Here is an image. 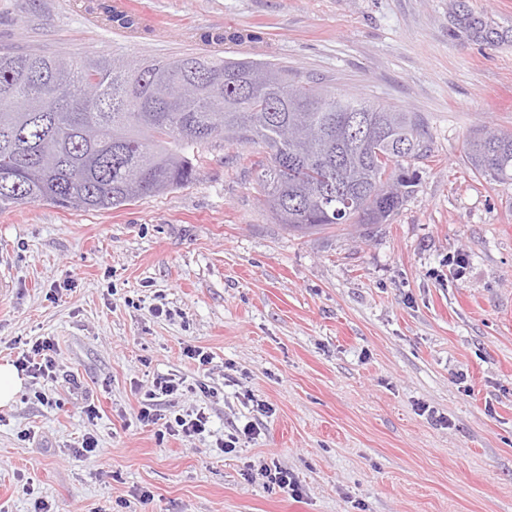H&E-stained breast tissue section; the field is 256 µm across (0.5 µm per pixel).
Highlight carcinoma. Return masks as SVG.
<instances>
[{"instance_id": "cac0c4a2", "label": "carcinoma", "mask_w": 512, "mask_h": 512, "mask_svg": "<svg viewBox=\"0 0 512 512\" xmlns=\"http://www.w3.org/2000/svg\"><path fill=\"white\" fill-rule=\"evenodd\" d=\"M212 54L147 61L0 50V210L49 201L109 210L196 179L215 138L267 150L260 187L283 227L306 234L384 224L420 183L429 157L419 119L288 79L252 61L253 75ZM410 150L399 149L402 142ZM466 158L479 175L512 183V132L478 129ZM348 191L357 208H338Z\"/></svg>"}]
</instances>
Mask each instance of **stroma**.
Here are the masks:
<instances>
[{
	"mask_svg": "<svg viewBox=\"0 0 512 512\" xmlns=\"http://www.w3.org/2000/svg\"><path fill=\"white\" fill-rule=\"evenodd\" d=\"M125 2L143 32L105 27L91 0H0V47L136 63L220 30L221 56L417 113L432 155L363 229L288 232L263 147L219 139L167 193L0 212V363L48 338L59 365L0 407V512H512V184L465 158L475 130H512V0ZM169 374L183 385L161 414L204 410L202 435L140 421ZM87 433L98 449L76 455Z\"/></svg>",
	"mask_w": 512,
	"mask_h": 512,
	"instance_id": "35a3bbf8",
	"label": "stroma"
}]
</instances>
